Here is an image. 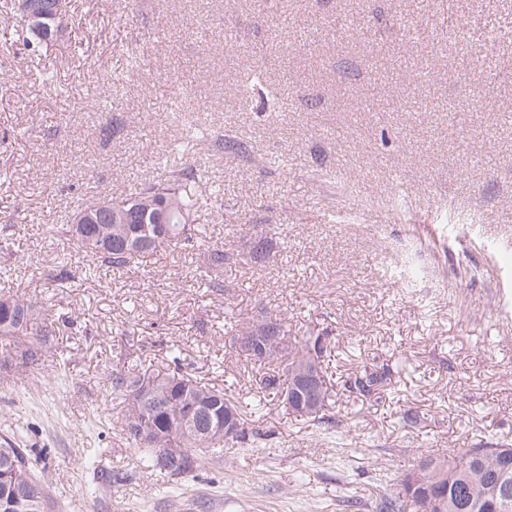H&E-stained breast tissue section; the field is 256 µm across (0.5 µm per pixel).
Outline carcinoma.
Returning a JSON list of instances; mask_svg holds the SVG:
<instances>
[{"mask_svg":"<svg viewBox=\"0 0 512 512\" xmlns=\"http://www.w3.org/2000/svg\"><path fill=\"white\" fill-rule=\"evenodd\" d=\"M23 0H17L14 10L19 17L18 28L21 33L32 36L27 45L41 44L48 37V32L34 30L22 10ZM157 175L140 183L134 192L112 198V206L122 207L133 201H145L154 204L152 212H159L160 206L166 207L165 236L156 243L141 248L112 247L113 225L102 218L98 224L84 226L79 233L73 231L72 225L64 224L58 229L61 237L71 246L72 253L81 256L85 272L90 274L98 263H104L115 271L131 267L148 255L157 251L164 244L179 245L187 250L204 249V258L208 270L217 273L224 270V264L232 259L224 246L212 244L204 239L196 221L207 209L212 191L207 189L200 169L188 165L178 171L168 170L165 156L156 160ZM145 208L134 212L129 224L121 225L124 232L154 233V228H144ZM268 243L263 239L253 240L246 254L245 261L255 265L264 262ZM10 307L0 306V351L5 353L12 349L28 326L35 320V306L24 297H9ZM266 323L261 322L248 328L232 339V347L238 355L260 366H270L279 362L288 350V328L283 320H275V331L271 335L270 353L260 358L249 354L238 340L246 336H263ZM293 358L284 366L283 372H265L261 383L265 391L271 394L288 396L298 387L294 375L296 365L313 359L321 367L322 403L310 419L329 423L331 418L325 412L332 405V398L327 385L331 371L330 363L324 359V346H316L311 337L305 336L299 341ZM175 367L170 373L149 378L128 376L115 372L111 378L112 393L124 397L127 401L125 424L147 416V424L156 429L158 438L153 442L143 441L139 435L126 430L128 439L139 448L150 449L153 466L168 475L181 477L198 466L207 456V449L221 443L223 439L207 433L210 424L220 425L229 411H234L242 426L235 441H244L248 436L243 413L236 404L224 397V391L211 387L195 376L182 370L179 360H174ZM392 383L391 373L385 369H364L346 380L348 391L364 398L380 394ZM189 399L198 401L203 406L202 416L198 420L199 435L191 438L182 433L177 424L181 404ZM504 462V452L497 448H467L463 452L448 458H426L418 465L424 472L428 483L432 484L438 494L447 499V512H512V506L504 511L498 510L501 491L497 490L501 477L500 465ZM40 460L32 451L18 448L10 439L0 442V512H53L48 487L39 475Z\"/></svg>","mask_w":512,"mask_h":512,"instance_id":"1","label":"carcinoma"}]
</instances>
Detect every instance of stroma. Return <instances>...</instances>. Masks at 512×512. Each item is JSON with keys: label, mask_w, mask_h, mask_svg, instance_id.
<instances>
[{"label": "stroma", "mask_w": 512, "mask_h": 512, "mask_svg": "<svg viewBox=\"0 0 512 512\" xmlns=\"http://www.w3.org/2000/svg\"><path fill=\"white\" fill-rule=\"evenodd\" d=\"M70 5L39 52L0 48V225L14 233L0 297L70 323L46 358L16 351L0 370V437L44 456L54 512H377L421 458L512 444V129L500 120L512 110V0ZM460 12L466 53L433 56L402 35ZM374 14L390 30L354 34L350 19ZM214 19L222 30L202 36ZM129 54L143 63L127 76L116 62ZM424 60L425 91L413 82ZM431 96L463 109L426 111ZM190 130L195 154L170 150ZM160 153L224 189L200 220L232 257L223 292L198 250L165 245L91 277L62 259L57 227L92 194L152 176ZM257 236L265 262L243 263ZM275 317L289 340L323 336L341 373L389 367L395 389L337 391L334 435L296 417L231 347ZM177 356L242 404L255 438L175 479L127 439L110 378L161 374Z\"/></svg>", "instance_id": "35a3bbf8"}]
</instances>
